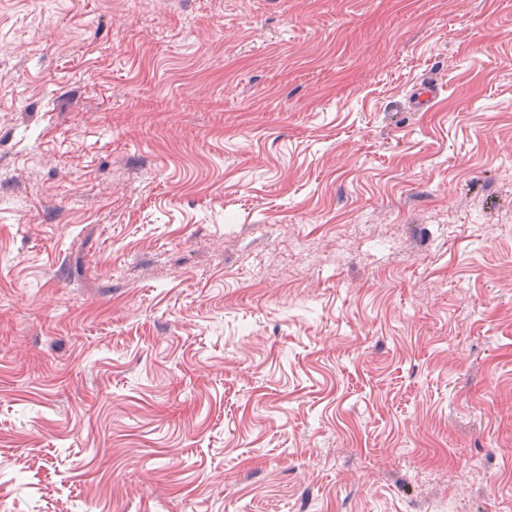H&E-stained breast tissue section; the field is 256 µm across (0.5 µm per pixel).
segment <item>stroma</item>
<instances>
[{
	"label": "stroma",
	"instance_id": "obj_1",
	"mask_svg": "<svg viewBox=\"0 0 512 512\" xmlns=\"http://www.w3.org/2000/svg\"><path fill=\"white\" fill-rule=\"evenodd\" d=\"M0 512H512V0H0Z\"/></svg>",
	"mask_w": 512,
	"mask_h": 512
}]
</instances>
